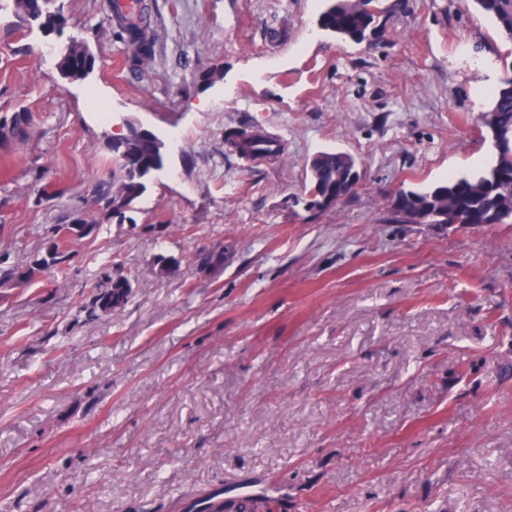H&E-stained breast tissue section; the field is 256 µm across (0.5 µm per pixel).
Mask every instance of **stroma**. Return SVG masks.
<instances>
[{"instance_id":"1","label":"stroma","mask_w":512,"mask_h":512,"mask_svg":"<svg viewBox=\"0 0 512 512\" xmlns=\"http://www.w3.org/2000/svg\"><path fill=\"white\" fill-rule=\"evenodd\" d=\"M142 2L135 71L112 0H61L51 36L0 5V117H31L0 138V263L93 226L68 275L0 288V512H201L243 488L276 512H512V223L388 219L397 188L493 160L479 115L512 46L471 0H384L368 46L322 33L320 0ZM72 37L81 80L52 51ZM123 116L183 144L119 218L94 185ZM251 126L278 157L225 144ZM331 149L362 178L313 209ZM104 263L132 291L95 318ZM109 24V33L127 48L128 64L141 67L153 56L154 38L148 13L141 10L133 15H116ZM134 48V49H133ZM58 56V68L65 77L84 78L94 68V56L77 39H72Z\"/></svg>"}]
</instances>
